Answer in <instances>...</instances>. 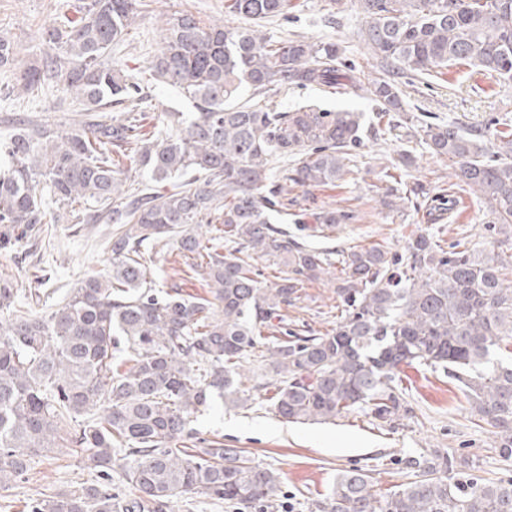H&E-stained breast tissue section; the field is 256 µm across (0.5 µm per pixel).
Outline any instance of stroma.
<instances>
[{"instance_id": "1", "label": "stroma", "mask_w": 512, "mask_h": 512, "mask_svg": "<svg viewBox=\"0 0 512 512\" xmlns=\"http://www.w3.org/2000/svg\"><path fill=\"white\" fill-rule=\"evenodd\" d=\"M75 0H0V37L10 39L21 59L38 62L47 46L43 29L54 18L69 11ZM287 19L262 21L267 36L280 38L296 34L309 42L339 45L343 62L354 79L372 72L376 59L364 44L363 24L357 0H342L331 7L329 0H293ZM188 10L206 25L227 28L241 26L242 20L230 13L225 0H149L144 11L131 23L121 45L112 51V66L139 74L152 95L155 112H186L190 106L181 93L154 82L144 65L152 59L161 39V26L173 13ZM405 118L381 138L366 135L353 153L359 170L355 182L338 186H292L288 189V217L315 224L316 216L328 209L350 212L351 220L338 225L330 237H314L313 246L336 251L353 246L381 244L390 251H402L415 232L439 234L445 243L463 241L479 248H491L502 255L512 254V233L490 236L489 212L477 197L462 189L448 160L431 156L420 146L415 116L430 113L461 129L485 127L499 120L512 122V83H501L478 68L456 65L435 77L408 76L400 79ZM318 101L328 110L351 109L373 117L377 104L353 89L318 86H289L271 96L269 103L286 112L308 101ZM80 105L74 96L57 93L36 101L23 93L0 100V134L20 126L33 127L45 121L72 122ZM413 149L415 162L402 171L404 185L421 182L432 189H447L458 199L454 216L428 221L423 199L398 203L396 209L379 202L384 166L396 162L399 153ZM110 228L72 233L68 224L40 225L32 249L45 266L55 289L63 299L88 274L107 269L111 252ZM146 285L155 291L179 289L191 296L205 295L201 276L187 271L178 252L166 249L152 254ZM336 325V295L329 281L307 284L291 305L280 306L271 320L270 333L287 336L309 331H325ZM405 390L407 415L392 423L375 420L355 411L333 423H288L276 416L269 402L244 409L225 410L221 401L198 413L194 427L200 440H218L225 447L245 451L256 462L280 470L282 494L277 512H315V504L332 486L343 469L359 468L371 476L378 493L412 481L414 459L444 456L452 465L467 462L471 477L481 481L512 479V459L505 461L494 449L488 427L478 426L462 391L443 372L427 367H409L400 373ZM89 477L71 445L54 449L36 463L15 487L0 490V512H29L32 499L40 494L79 486Z\"/></svg>"}]
</instances>
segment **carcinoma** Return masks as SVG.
Segmentation results:
<instances>
[{
    "instance_id": "obj_1",
    "label": "carcinoma",
    "mask_w": 512,
    "mask_h": 512,
    "mask_svg": "<svg viewBox=\"0 0 512 512\" xmlns=\"http://www.w3.org/2000/svg\"><path fill=\"white\" fill-rule=\"evenodd\" d=\"M146 0H81L54 19L40 65L27 64L0 38V69L19 72L31 95L46 76L82 104L72 131L55 124L0 137V250L16 251L39 224L72 211L74 232L116 224L111 270L71 289L56 309L19 310L17 292L0 280V490L22 479L59 447L80 448L95 478L36 499L30 512H169L176 500L205 497L276 507L282 475L220 441L179 447L196 435L193 416L214 399L240 409L268 397L289 422L334 421L360 410L393 422L406 413L396 377L402 367L440 369L458 383L479 420L493 428L500 455L512 457V364L492 353L512 345V256L456 246L445 250L419 233L403 253L370 246L335 253L310 247L279 226L288 183L336 185L354 179L352 150L362 144L364 114L329 111L315 102L290 112L239 104L288 85L353 84L334 42L272 40L258 23L288 17L291 0H226L247 24L208 27L183 11L170 15L153 79L174 87L195 111L162 112L147 141L131 113L143 109L140 80L112 68V47L143 12ZM361 36L385 68L359 83L380 107L403 111L399 74H428L456 63L512 82V0H358ZM179 129L171 133L168 124ZM421 141L457 168L456 177L488 204L492 235L512 227V127L464 131L421 125ZM169 186L127 192L114 155ZM430 213H453L457 201L422 183L409 189ZM223 216L224 236L259 258L274 257L282 277L266 286L258 268L203 244L198 228ZM348 216L318 217V233ZM172 246L190 268L206 266L208 295L162 296L142 290V248ZM328 278L340 321L327 333L264 335L277 309L306 281ZM124 345L132 366L114 351ZM448 459L419 468L417 479L383 495L370 475L344 469L316 512H512V480L471 481ZM118 473L128 492H112Z\"/></svg>"
}]
</instances>
